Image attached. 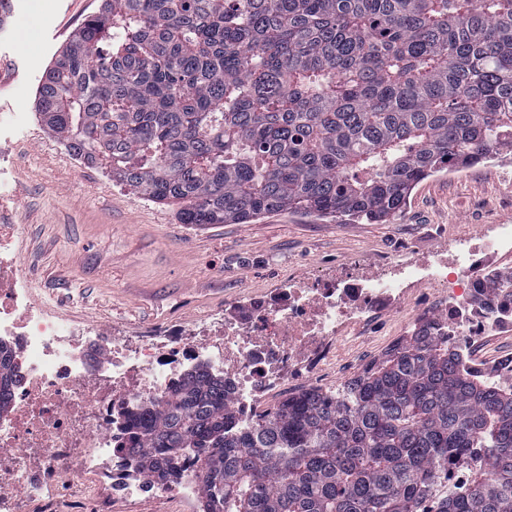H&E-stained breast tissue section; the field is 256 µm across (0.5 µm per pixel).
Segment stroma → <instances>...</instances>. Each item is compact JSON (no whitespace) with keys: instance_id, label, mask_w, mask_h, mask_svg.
I'll use <instances>...</instances> for the list:
<instances>
[{"instance_id":"1","label":"stroma","mask_w":512,"mask_h":512,"mask_svg":"<svg viewBox=\"0 0 512 512\" xmlns=\"http://www.w3.org/2000/svg\"><path fill=\"white\" fill-rule=\"evenodd\" d=\"M0 31V222L18 227L15 253L37 306L78 326L137 335L223 314L229 301L314 279L362 258L431 254L512 218V157L420 180L389 221L340 222L275 212L249 224H184L177 209L133 194L84 164L40 121L41 80L100 0H13ZM383 315L380 334L340 344L337 385L414 325Z\"/></svg>"}]
</instances>
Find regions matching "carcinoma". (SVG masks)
<instances>
[{"label": "carcinoma", "mask_w": 512, "mask_h": 512, "mask_svg": "<svg viewBox=\"0 0 512 512\" xmlns=\"http://www.w3.org/2000/svg\"><path fill=\"white\" fill-rule=\"evenodd\" d=\"M35 111L75 156L183 224L282 211L380 222L423 177L512 152V0H102ZM511 275L482 287L512 302ZM421 316L328 394L232 428L198 364L125 418L149 480L185 455L201 512H512V384L474 373ZM11 351L0 345V414ZM484 470L437 498L459 458Z\"/></svg>", "instance_id": "obj_1"}]
</instances>
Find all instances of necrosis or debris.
I'll return each mask as SVG.
<instances>
[{
  "mask_svg": "<svg viewBox=\"0 0 512 512\" xmlns=\"http://www.w3.org/2000/svg\"><path fill=\"white\" fill-rule=\"evenodd\" d=\"M0 227V342L11 349V415L0 422V512H112L116 496H174L192 512L197 476L190 459L173 482L142 479L123 465L126 411L162 399L198 363L234 389L236 426L250 429L259 406L296 377L327 381L326 364L352 331L373 329L388 312L409 316L421 284L448 315V338L472 353L486 337L512 332V309L478 297L477 277L512 255V224L480 242L409 262L379 260L318 281L300 279L237 305L224 316L144 336L103 335L37 308Z\"/></svg>",
  "mask_w": 512,
  "mask_h": 512,
  "instance_id": "necrosis-or-debris-1",
  "label": "necrosis or debris"
}]
</instances>
